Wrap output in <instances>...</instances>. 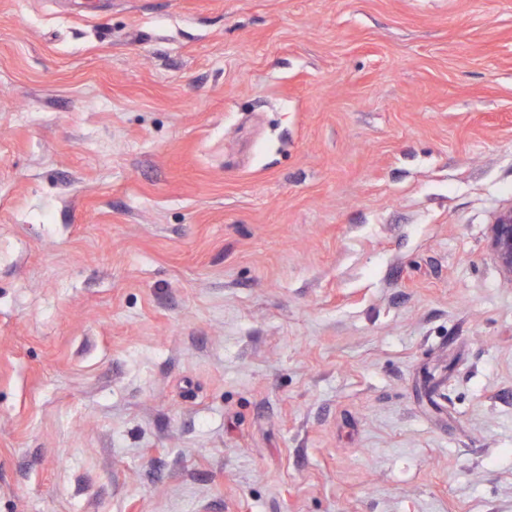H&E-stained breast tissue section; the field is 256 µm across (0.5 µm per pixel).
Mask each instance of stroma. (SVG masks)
Returning a JSON list of instances; mask_svg holds the SVG:
<instances>
[{
    "mask_svg": "<svg viewBox=\"0 0 512 512\" xmlns=\"http://www.w3.org/2000/svg\"><path fill=\"white\" fill-rule=\"evenodd\" d=\"M512 0H0V512H512ZM490 247L503 275L512 284V205L496 217L491 229Z\"/></svg>",
    "mask_w": 512,
    "mask_h": 512,
    "instance_id": "stroma-1",
    "label": "stroma"
}]
</instances>
